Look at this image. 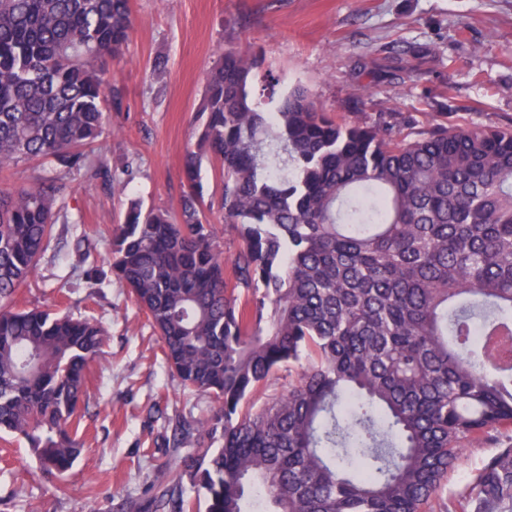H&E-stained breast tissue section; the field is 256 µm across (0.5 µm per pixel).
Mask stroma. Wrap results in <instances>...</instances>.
Masks as SVG:
<instances>
[{"mask_svg": "<svg viewBox=\"0 0 512 512\" xmlns=\"http://www.w3.org/2000/svg\"><path fill=\"white\" fill-rule=\"evenodd\" d=\"M136 26L120 61L110 63L122 91L106 108L103 146L112 162L135 160L125 193L68 178V211L81 217L90 264L107 269L106 241L128 199L169 210L183 190L182 163L194 147V116L219 47L263 52L280 91L307 88L319 107L345 118L383 112L416 116L420 125L451 121L512 124V0H129ZM410 43L430 52L425 75L399 86L380 78L373 60ZM431 95L435 107L425 106ZM446 112H437V105ZM202 177L206 213L226 259L240 241L225 224L212 164ZM76 259L61 249L43 259L22 308L54 307L100 320L109 336L87 384L80 435L84 447L71 472L48 479L24 441L0 440V512H148L151 486L176 453L168 448L177 420L209 416L211 399L185 395L128 288L110 279L96 293L68 287ZM495 443L468 446L431 500V512L469 480Z\"/></svg>", "mask_w": 512, "mask_h": 512, "instance_id": "1", "label": "stroma"}]
</instances>
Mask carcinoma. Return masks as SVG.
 Returning <instances> with one entry per match:
<instances>
[{
  "label": "carcinoma",
  "instance_id": "carcinoma-1",
  "mask_svg": "<svg viewBox=\"0 0 512 512\" xmlns=\"http://www.w3.org/2000/svg\"><path fill=\"white\" fill-rule=\"evenodd\" d=\"M135 21L129 0H0V170L52 162L0 187V431L39 469L68 472L91 364L105 330L16 310V296L68 231L67 178L129 184L92 146L106 134L105 80ZM425 51H395L405 84ZM264 57L222 47L183 157L178 212L129 200L112 226L111 273L129 289L184 390L218 405L180 421L194 438L153 490L155 512H425L472 443L498 442L448 512H512V125L410 115L337 119ZM216 162L232 259L204 210ZM106 273L83 271L86 288ZM306 360L288 391L251 398ZM507 433L509 439L498 436ZM221 447H214L216 439Z\"/></svg>",
  "mask_w": 512,
  "mask_h": 512
}]
</instances>
